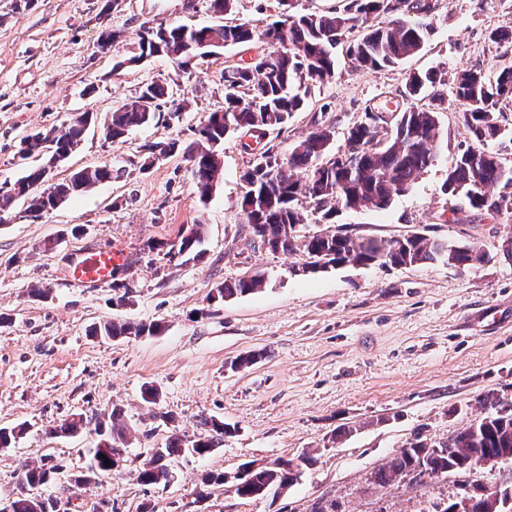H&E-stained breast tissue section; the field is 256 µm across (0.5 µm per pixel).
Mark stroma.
Returning a JSON list of instances; mask_svg holds the SVG:
<instances>
[{"label": "stroma", "instance_id": "obj_1", "mask_svg": "<svg viewBox=\"0 0 512 512\" xmlns=\"http://www.w3.org/2000/svg\"><path fill=\"white\" fill-rule=\"evenodd\" d=\"M434 32L424 50L380 70L345 55L286 129L268 141L288 153L314 126L334 125V148L366 107L401 101L410 73L431 68L451 93L457 75L497 61L490 39L512 32V0H431ZM160 19L200 27L215 23L206 0H0V183L42 164L34 152L20 164V139L61 128L92 112L79 148L50 177L108 164L112 178L80 193L39 222L16 205L0 223V427L26 425L14 447L0 450V500L17 490L24 466H59L50 493L60 512H311L315 502L336 512H440L462 486L512 487V463L476 469L415 486L371 484L415 431L448 437L481 419V398L512 405V210L488 215L443 191L448 170L472 135L461 113H439L437 157L405 194L383 210L337 207L332 225L352 236L396 239L415 233L471 243L488 256L466 270L443 264L340 266L302 273L304 254L254 247L243 223L242 175L253 160L243 133L222 146L223 174L200 202L189 162L180 155L139 167L141 147L180 134L224 105V70L249 60L255 47L225 48L182 73L165 58L120 66L134 52L144 22ZM122 30L119 47L100 52L105 29ZM188 98L180 121L134 129L121 143L100 125L148 81ZM205 227L201 258H170L190 225ZM59 239L54 251L43 244ZM126 249L130 264L116 284L76 285L73 259L95 246ZM266 285L220 304L218 285L254 273ZM45 288L48 298L30 296ZM125 305H117V297ZM104 320L159 322L156 336L101 339L89 331ZM263 357L234 370L250 352ZM161 393L159 408L174 426L158 424L141 399L145 384ZM120 410L131 431L120 474L77 486L95 436H53L64 420L107 419ZM233 427L209 455L172 461L174 479L137 480L141 463L172 432L200 434L201 417ZM340 440H332L333 432ZM312 452L300 481L276 497L238 498L202 474L235 473L246 461L268 462Z\"/></svg>", "mask_w": 512, "mask_h": 512}]
</instances>
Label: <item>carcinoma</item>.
Here are the masks:
<instances>
[{
    "label": "carcinoma",
    "instance_id": "carcinoma-1",
    "mask_svg": "<svg viewBox=\"0 0 512 512\" xmlns=\"http://www.w3.org/2000/svg\"><path fill=\"white\" fill-rule=\"evenodd\" d=\"M427 0H345L342 7L321 13L293 12L266 23L264 21H226L199 28L169 24L163 30L143 28L139 52L117 63L136 65L151 57H164L187 72L195 58L228 46L261 42L264 50L249 61L224 69V108L208 113L190 137H172L143 145L142 169L152 165L157 153L183 154L192 162L200 201H205L221 179L224 138L239 130H283L295 112L309 102L314 90L329 83L336 68V51L351 58L360 68L380 69L400 64L419 54L434 30ZM490 38L504 47L501 60L491 67L468 70L457 77L454 100L472 133L471 143L461 150L448 170L446 190L461 194L469 204L488 214L512 208V195H494L487 189L512 184V168L502 163L500 153L487 149L500 141L505 130L496 112L500 104L512 102V34L494 31ZM439 83L435 71L411 73L407 77L400 110L387 122L381 111L367 108L362 119L348 128L349 158L336 166L329 150L336 131L331 124L315 122L313 129L294 143L286 156L270 146L256 157L243 174L246 193L256 195L262 213L246 211L242 199L244 223L260 222L274 251L319 254L325 265L379 264L412 266L442 263L454 269H466L486 259L477 246L442 243L422 234L400 239H382L374 248L356 245L354 236L332 231L301 236L299 202L308 200L328 218L339 203L356 208L387 207L393 197L406 193L417 177L436 159L439 138L437 114L447 111L443 95L434 90ZM134 99L144 101L134 107L122 101L104 120L105 138L116 143L130 131L151 123L157 115L176 116L188 108V102L171 99L168 87L157 81L143 84ZM89 112L72 118L57 130L61 155L70 156L81 143L87 129ZM47 169L41 165L13 183L0 185V213L10 214L21 200L28 220L37 222L50 210L98 183L112 179L107 166L86 167L59 183L55 196L44 197L35 191L45 181ZM203 240V227L193 224L181 236L178 252L192 259L200 257L197 246ZM266 284L259 273L217 286L218 299L251 294ZM160 323L131 324L106 320L91 329V335L116 339L128 336H153L161 333ZM490 409L481 420L445 439L432 440L417 432L395 450L386 464L372 472V483L384 488L405 481L410 471L422 467L437 478L463 464L512 456V410L503 411L500 399L483 398ZM204 433L188 439L175 433L160 449L158 458H149L140 467L137 479L144 486L170 481L169 463L181 456L199 458L210 454L224 442L231 428L213 417L201 418ZM25 427L0 428V449L11 447L22 437ZM99 442L90 455V476L112 475L115 464L123 460L127 435L120 414L112 422L94 428ZM301 470L292 467L293 459L281 458L276 466H241L232 483L234 493L246 499L262 498L272 491L293 485L302 476V468L312 461L310 455L298 456ZM59 470L56 465L26 467L21 472L22 491L10 500V512H59L58 500L43 495L41 489L52 484Z\"/></svg>",
    "mask_w": 512,
    "mask_h": 512
}]
</instances>
